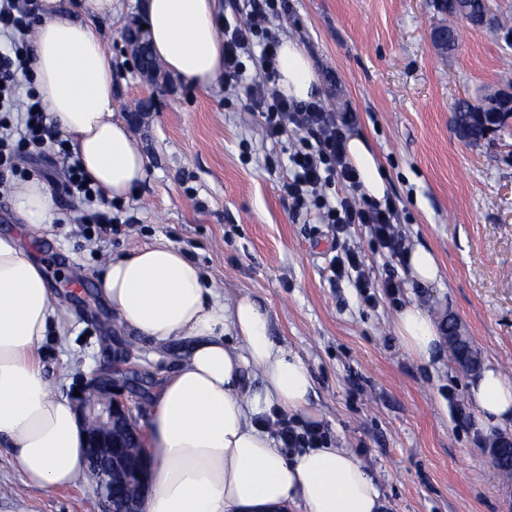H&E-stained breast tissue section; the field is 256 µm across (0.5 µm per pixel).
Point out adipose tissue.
Segmentation results:
<instances>
[{"label": "adipose tissue", "mask_w": 512, "mask_h": 512, "mask_svg": "<svg viewBox=\"0 0 512 512\" xmlns=\"http://www.w3.org/2000/svg\"><path fill=\"white\" fill-rule=\"evenodd\" d=\"M220 0H145V23L165 70L207 88L224 75L217 30ZM115 0H82L80 12L42 0L34 23V87L60 135L105 200L127 197L146 177L147 159L113 110L112 56L95 21L112 20ZM278 84L299 101L319 95L306 52L290 40L278 55ZM345 154L362 192L384 201L389 185L372 141L348 134ZM11 196L33 228L54 202L42 181L16 182ZM99 293L117 322L164 345L188 344L163 382L150 419L153 469L144 512H268L301 503L303 512H378L380 492L351 452L325 445L285 452L255 418L309 410L313 378L304 361L276 344L269 318L246 297H209L202 272L179 249L156 243L113 258ZM60 311L41 267L0 237V440L26 485L60 489L85 470V429L72 403L56 395L36 352ZM396 331L418 360L442 347L438 325L417 305L401 310ZM239 338L230 345L228 336ZM260 388H250L251 375ZM470 398L491 423H512V381L489 368Z\"/></svg>", "instance_id": "1"}]
</instances>
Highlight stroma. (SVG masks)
<instances>
[{
	"instance_id": "35a3bbf8",
	"label": "stroma",
	"mask_w": 512,
	"mask_h": 512,
	"mask_svg": "<svg viewBox=\"0 0 512 512\" xmlns=\"http://www.w3.org/2000/svg\"><path fill=\"white\" fill-rule=\"evenodd\" d=\"M143 0H118L99 31L117 71L114 108L148 159L147 177L120 201L73 200L66 189L64 139L27 157L0 179V235L44 264L63 309L38 360L59 396L88 368L121 366L133 351L137 378L125 396L148 428L153 394L184 356L183 343L157 345L119 326L98 300L104 263L168 241L197 263L214 295L248 297L267 312L273 339L298 354L314 381L311 411L332 445L354 453L375 478L383 512H512V482L483 452L495 424L468 397L469 375L448 351L421 364L402 344L398 312L414 303L438 324L467 330L483 367L512 379V136L474 146L452 129L454 107L483 88L512 89L503 37L459 23L460 48L438 57L430 31L434 0H292L275 22L280 39L308 54L321 98L351 133L367 135L382 160L403 245L436 255L441 280L419 286L403 255L391 254L365 225L332 239L316 214L298 213L281 190L287 154L303 139L267 138L248 109L245 84L193 87L166 77L143 82L120 33ZM48 188L54 212L38 229L23 224L9 186L28 177ZM119 215L97 242L88 209ZM360 248L375 284L364 299L330 280L343 244ZM398 288L385 289L388 273ZM88 479L45 491L26 487L0 447V512H101Z\"/></svg>"
}]
</instances>
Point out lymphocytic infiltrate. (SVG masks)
Instances as JSON below:
<instances>
[{
	"label": "lymphocytic infiltrate",
	"mask_w": 512,
	"mask_h": 512,
	"mask_svg": "<svg viewBox=\"0 0 512 512\" xmlns=\"http://www.w3.org/2000/svg\"><path fill=\"white\" fill-rule=\"evenodd\" d=\"M250 10L242 26L224 37V73L230 80L242 76L240 56L252 46L260 48V74L253 88L249 109L262 119L268 137L278 138L290 130L309 135L288 156L289 174L283 191L297 208L314 207L320 223L333 235L345 233L351 225H368L391 253H399L401 242L393 232L395 205L378 204L364 197L342 195L329 199L326 188L336 183H355L352 168L345 160L346 132L320 100L295 101L280 93L264 96L262 87L278 79L276 68L280 41L271 30L272 18L286 15L289 0H248ZM32 0H0V34L7 42L0 46V168L16 169L17 162L31 147L53 137L52 124L40 98L31 90L33 53L28 40L32 25ZM19 113L12 121L11 113ZM285 448H320L325 444L318 423L298 426L294 419L280 415L270 423Z\"/></svg>",
	"instance_id": "f902f5d3"
}]
</instances>
